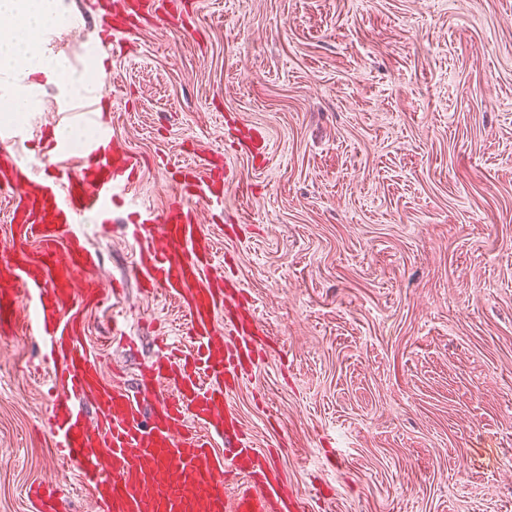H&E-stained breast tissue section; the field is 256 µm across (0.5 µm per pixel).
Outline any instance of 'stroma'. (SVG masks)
Instances as JSON below:
<instances>
[{"instance_id": "stroma-1", "label": "stroma", "mask_w": 512, "mask_h": 512, "mask_svg": "<svg viewBox=\"0 0 512 512\" xmlns=\"http://www.w3.org/2000/svg\"><path fill=\"white\" fill-rule=\"evenodd\" d=\"M192 33L148 25L102 46L98 0H57L43 53L78 79L103 57L105 121L143 160L155 210L176 168L224 158L200 219L273 347L226 400L243 440L287 472L305 512H512V0H188ZM69 97L41 83L21 124ZM268 153L234 151L226 116ZM87 310L105 378L134 384L182 314L128 277L122 225L89 222ZM37 338L0 337V512L70 488L43 428Z\"/></svg>"}]
</instances>
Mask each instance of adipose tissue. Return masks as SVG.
Here are the masks:
<instances>
[{"label":"adipose tissue","mask_w":512,"mask_h":512,"mask_svg":"<svg viewBox=\"0 0 512 512\" xmlns=\"http://www.w3.org/2000/svg\"><path fill=\"white\" fill-rule=\"evenodd\" d=\"M0 14L11 18L0 27V120L13 122L34 106L31 77H63L61 61L42 54L38 45L44 31L65 19L55 0H0Z\"/></svg>","instance_id":"ef3b65f1"}]
</instances>
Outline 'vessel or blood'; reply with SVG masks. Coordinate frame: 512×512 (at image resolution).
Wrapping results in <instances>:
<instances>
[{
  "instance_id": "vessel-or-blood-1",
  "label": "vessel or blood",
  "mask_w": 512,
  "mask_h": 512,
  "mask_svg": "<svg viewBox=\"0 0 512 512\" xmlns=\"http://www.w3.org/2000/svg\"><path fill=\"white\" fill-rule=\"evenodd\" d=\"M123 32L168 23L179 0H118ZM72 157L66 142L48 146L60 166L53 176L0 155V186L14 190L7 212L10 244L0 257V335L38 337L51 363L53 405L47 420L62 466L75 474L99 512H301L299 495L270 459L241 439L226 407L263 348L253 309L225 291L223 272L197 224L194 207L220 206L222 166L182 168L179 197L162 212L141 205L128 213L142 287L169 297L185 316L190 346L162 340L140 383L106 380L86 346L83 312L99 305L107 285L94 273L102 257L86 239L88 218L111 221L117 199L135 191L139 156L120 149L108 122ZM92 400L95 420L80 404ZM243 478L229 490L225 465Z\"/></svg>"
}]
</instances>
